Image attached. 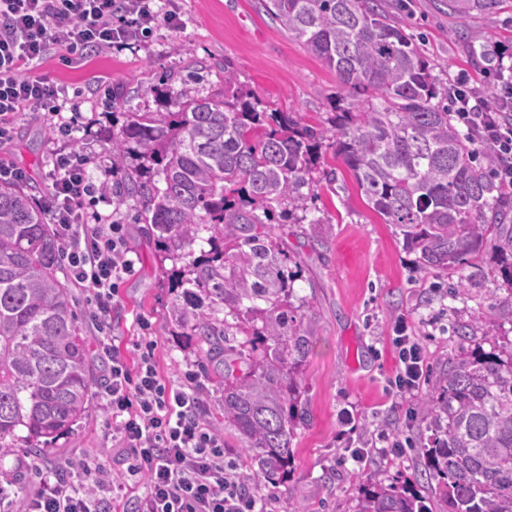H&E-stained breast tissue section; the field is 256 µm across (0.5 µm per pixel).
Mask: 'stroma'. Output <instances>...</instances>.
Segmentation results:
<instances>
[{
	"label": "stroma",
	"mask_w": 512,
	"mask_h": 512,
	"mask_svg": "<svg viewBox=\"0 0 512 512\" xmlns=\"http://www.w3.org/2000/svg\"><path fill=\"white\" fill-rule=\"evenodd\" d=\"M262 0H160L161 12L137 40L83 56L60 50L37 68L66 89L78 112L79 130L67 138L51 132L42 113L18 114L0 163L27 173L26 183L39 207H46L50 183L44 177L56 154L78 151L99 183L105 173L121 177L142 160L130 153L112 165V135L134 112L176 111V93L192 88L207 98L224 90V65L232 63L240 85L270 108L297 113L302 124L320 126L330 117L339 92L334 72L280 28ZM493 14L462 20L449 15L442 0H384L394 22L410 34L441 82L468 74L484 92L495 89L492 72L499 54L512 55V0ZM180 23L168 25L166 11ZM315 191L275 233L291 261L292 313L313 334L312 351L299 382L310 412L292 443L286 482L262 493L269 512H358L363 483L406 486L422 496L430 512H448V503L425 471L421 448L424 427L408 418L422 409L448 357L512 345V280L494 245L445 269L421 265L407 249L399 229L369 204L353 173L333 149H323L313 172ZM88 213L123 227L133 275L119 285L120 309L112 325L120 348L136 358L143 333L158 341L161 373L176 377L180 368L201 362L196 339L183 336L170 312L177 294L175 267L162 257L156 237L140 221L136 199L119 193L87 197ZM405 318L427 365L418 395L400 400L389 394L395 370L394 326ZM493 318V340L482 326ZM149 331H142L141 321ZM466 336H458V326ZM206 406L210 423L224 436V459L248 472L249 454L234 430L224 424L222 364L206 365ZM111 421L100 396L72 432L44 446L36 462L54 469L69 462L117 470L104 440ZM409 441L403 454L381 456L370 447L380 433ZM365 448L363 463L348 461L349 449Z\"/></svg>",
	"instance_id": "obj_1"
}]
</instances>
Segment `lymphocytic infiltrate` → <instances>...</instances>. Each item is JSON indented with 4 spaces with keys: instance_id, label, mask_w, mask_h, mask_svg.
<instances>
[{
    "instance_id": "lymphocytic-infiltrate-1",
    "label": "lymphocytic infiltrate",
    "mask_w": 512,
    "mask_h": 512,
    "mask_svg": "<svg viewBox=\"0 0 512 512\" xmlns=\"http://www.w3.org/2000/svg\"><path fill=\"white\" fill-rule=\"evenodd\" d=\"M151 0H0V145L12 137L18 112L45 110L52 128L71 135L65 116V89L44 78L30 77L54 50L95 51L136 39L155 13ZM136 16L133 25H114V18ZM455 116L480 148L495 155L494 174L512 189V81L498 97L487 98L464 81L450 86ZM85 159L68 154L55 159L48 213L65 250L72 279L89 290L92 319L111 352L105 392L112 410L109 438L129 476L146 480L144 493H130L121 482H109L89 464H70L64 471L41 474L24 512H109L121 500L123 512H267L264 496L244 482L224 461V438L203 417L204 383L194 371L178 381L159 373L156 341H146L136 366L114 351L108 335L119 283L134 269L127 257L122 227L93 223L83 200L94 192ZM398 350L393 378L395 395L417 393L426 377L424 352L408 336L405 321L395 324Z\"/></svg>"
}]
</instances>
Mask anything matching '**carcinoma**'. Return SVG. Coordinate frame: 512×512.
Segmentation results:
<instances>
[{
  "label": "carcinoma",
  "mask_w": 512,
  "mask_h": 512,
  "mask_svg": "<svg viewBox=\"0 0 512 512\" xmlns=\"http://www.w3.org/2000/svg\"><path fill=\"white\" fill-rule=\"evenodd\" d=\"M266 13L336 72L343 93L320 127L270 110L224 66V98L185 87L177 112L134 114L112 136L161 166L157 181L129 169L119 193L142 205L165 258L181 262L171 312L209 349L224 348V422L257 469V485L288 479L297 427L309 421L298 372L312 336L288 317L293 276L274 237L273 205L314 191L324 146L352 171L373 209L397 225L426 267L477 254L488 237L512 253L508 199L474 164L472 136L458 130L448 88L413 39L391 25L381 0H262ZM504 0H448L461 19ZM208 249L195 255L194 245ZM61 241L23 181H0V447L40 452L41 439L72 431L92 395L90 337L59 277ZM423 407L425 467L448 512H512V352L450 358ZM359 512H429L420 497L367 484Z\"/></svg>",
  "instance_id": "1"
}]
</instances>
